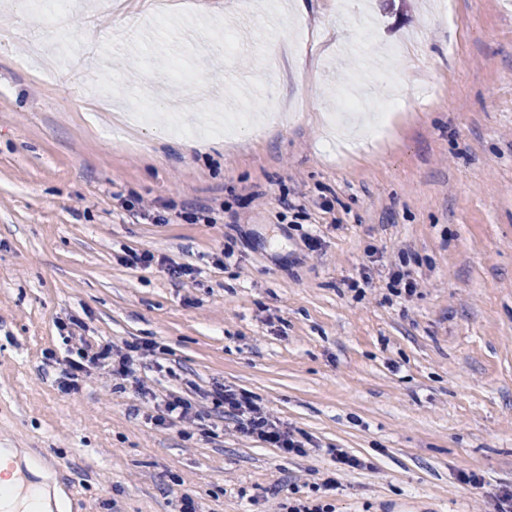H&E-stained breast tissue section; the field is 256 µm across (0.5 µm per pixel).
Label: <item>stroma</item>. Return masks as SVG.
I'll use <instances>...</instances> for the list:
<instances>
[{
	"label": "stroma",
	"mask_w": 512,
	"mask_h": 512,
	"mask_svg": "<svg viewBox=\"0 0 512 512\" xmlns=\"http://www.w3.org/2000/svg\"><path fill=\"white\" fill-rule=\"evenodd\" d=\"M221 2L156 26L145 0H69L62 30L0 0V450L45 512L186 493L267 512L295 476L303 498L338 477L336 512H493L512 489V0ZM344 87L374 110L338 131ZM399 265L415 294L390 291ZM85 339L156 348L106 391L69 377ZM217 384L312 450L225 431ZM172 396L202 414L189 437L155 422Z\"/></svg>",
	"instance_id": "stroma-1"
}]
</instances>
